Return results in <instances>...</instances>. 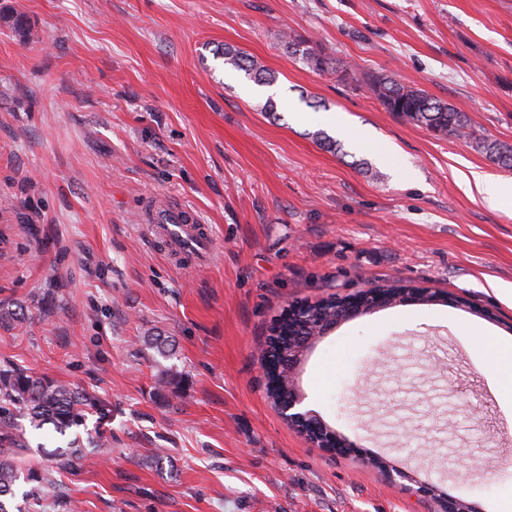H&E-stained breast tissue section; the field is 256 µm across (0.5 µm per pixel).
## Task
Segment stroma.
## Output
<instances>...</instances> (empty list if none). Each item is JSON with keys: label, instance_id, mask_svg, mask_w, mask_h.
<instances>
[{"label": "stroma", "instance_id": "35a3bbf8", "mask_svg": "<svg viewBox=\"0 0 512 512\" xmlns=\"http://www.w3.org/2000/svg\"><path fill=\"white\" fill-rule=\"evenodd\" d=\"M0 364L95 392L107 437L60 474L79 512H477L512 493V427L466 334H512V206L471 196L497 165L290 59L283 27L395 73L512 144V0H0ZM260 61L268 98L225 66ZM345 113L348 130L331 119ZM340 144L331 152L321 137ZM392 143L403 181L375 153ZM211 226L187 270L141 224L153 202ZM505 287L495 295L491 283ZM393 283L445 294L317 339L296 390L351 445L275 409L260 351L288 305ZM167 337L164 357L150 339ZM176 376L158 390L162 372ZM428 484L430 493L419 492ZM218 54L224 58V64L231 66L235 70L244 71L257 84L269 83L266 82L269 80V73L257 60L249 59L237 49L229 46H224L220 52L218 51Z\"/></svg>", "mask_w": 512, "mask_h": 512}]
</instances>
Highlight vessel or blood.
Segmentation results:
<instances>
[{"instance_id":"1","label":"vessel or blood","mask_w":512,"mask_h":512,"mask_svg":"<svg viewBox=\"0 0 512 512\" xmlns=\"http://www.w3.org/2000/svg\"><path fill=\"white\" fill-rule=\"evenodd\" d=\"M143 223L158 232L169 257L192 269L210 267L214 261L213 238L205 225L196 223L189 209L151 205L142 214Z\"/></svg>"}]
</instances>
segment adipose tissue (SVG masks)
Instances as JSON below:
<instances>
[{
	"label": "adipose tissue",
	"instance_id": "ef3b65f1",
	"mask_svg": "<svg viewBox=\"0 0 512 512\" xmlns=\"http://www.w3.org/2000/svg\"><path fill=\"white\" fill-rule=\"evenodd\" d=\"M469 193L477 194L491 208L512 203V187L498 176L480 169L470 170L464 178ZM470 341L488 384L498 400L506 420H512V340L489 335L479 327L469 331Z\"/></svg>",
	"mask_w": 512,
	"mask_h": 512
}]
</instances>
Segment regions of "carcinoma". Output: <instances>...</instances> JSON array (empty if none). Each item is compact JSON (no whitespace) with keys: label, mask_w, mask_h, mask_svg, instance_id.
<instances>
[{"label":"carcinoma","mask_w":512,"mask_h":512,"mask_svg":"<svg viewBox=\"0 0 512 512\" xmlns=\"http://www.w3.org/2000/svg\"><path fill=\"white\" fill-rule=\"evenodd\" d=\"M281 42L290 58L315 73L340 74L341 78H351L352 66L335 63L322 51L313 46L310 39L291 29L280 34ZM219 55L224 64L245 72L254 82L263 85L268 81V72L257 60L244 56L233 47H223ZM366 85L385 109L404 121L425 129L438 137L454 136L468 140L472 146L499 168L512 170V144L489 140L476 134L471 118L452 105L431 97L425 90L405 83L394 75L375 74ZM314 310L322 312L333 322L347 320L342 305L336 298H326L312 304ZM316 329V321L306 318L296 324L294 320L283 318L279 324L280 335L286 336L296 331L309 336ZM267 390L276 406L288 401L294 392L288 367L268 368ZM104 404L99 396L74 387L70 383L46 377H34L24 369L11 365L0 366V512H26L20 504L12 503L14 487L21 474L31 483L25 494L28 504L48 499H58L59 484L54 473L76 470L82 466L93 449L106 445L103 436H88L87 441L75 436L67 446L56 448L50 455L49 463L42 469H23L22 459L27 451L19 423L25 420L34 429L46 425L64 437L72 430L84 425L85 413L101 410ZM92 450H87V447Z\"/></svg>","instance_id":"cac0c4a2"}]
</instances>
